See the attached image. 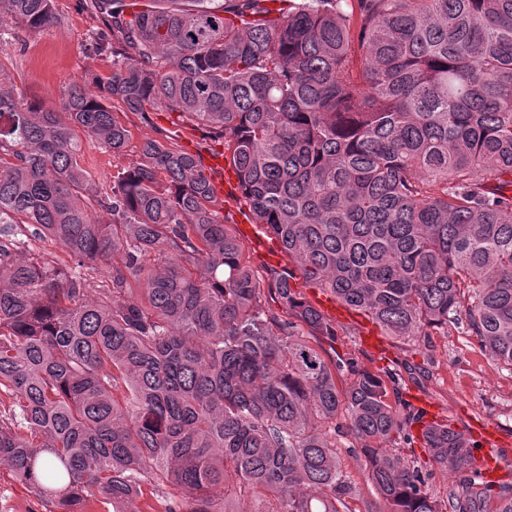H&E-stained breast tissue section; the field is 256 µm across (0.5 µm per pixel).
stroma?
<instances>
[{
  "label": "stroma",
  "instance_id": "obj_1",
  "mask_svg": "<svg viewBox=\"0 0 512 512\" xmlns=\"http://www.w3.org/2000/svg\"><path fill=\"white\" fill-rule=\"evenodd\" d=\"M59 23L47 31H19L18 41L0 52V67L25 94L56 109L62 92L85 83L96 74L109 72L110 57L96 52L94 31L99 22L87 8V0H56ZM123 121L131 140L125 155L112 156L90 139L81 141V163L93 179L99 195L110 194L117 172L136 158V148L147 137L169 135L182 139L187 128L177 114L151 108L127 113ZM326 360L355 361L359 368L396 374L401 396L412 393L431 397L446 419L462 426L470 415H479L498 430L502 462L512 469V368L496 363L481 347L465 321L448 325L447 333L388 339V360L365 351L354 325L338 324L333 337L314 339ZM0 512H57L9 470L0 466Z\"/></svg>",
  "mask_w": 512,
  "mask_h": 512
}]
</instances>
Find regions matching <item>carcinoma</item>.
<instances>
[{"label":"carcinoma","mask_w":512,"mask_h":512,"mask_svg":"<svg viewBox=\"0 0 512 512\" xmlns=\"http://www.w3.org/2000/svg\"><path fill=\"white\" fill-rule=\"evenodd\" d=\"M55 2L0 0V28L51 29ZM264 2L90 0L112 70L56 111L0 74V465L60 512H356L347 436L385 512H512L445 423L423 449L465 490L427 491L390 446L421 416L301 338L336 326L295 291L401 338L463 317L512 367V0ZM153 106L229 151L292 264L265 269L278 309L194 155L146 138L93 192L80 137L120 156V113Z\"/></svg>","instance_id":"carcinoma-1"}]
</instances>
